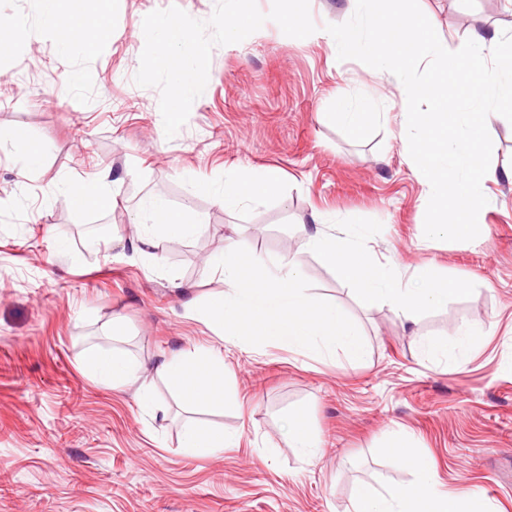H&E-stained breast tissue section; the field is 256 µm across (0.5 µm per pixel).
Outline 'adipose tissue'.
<instances>
[{"instance_id":"1","label":"adipose tissue","mask_w":512,"mask_h":512,"mask_svg":"<svg viewBox=\"0 0 512 512\" xmlns=\"http://www.w3.org/2000/svg\"><path fill=\"white\" fill-rule=\"evenodd\" d=\"M108 3L109 0H98V11L90 17L86 14L87 0H42L43 19L58 49L64 53H91L106 42L110 37L106 25ZM280 183V170L268 167L253 175L229 177L223 185L214 187L212 193L225 208L234 209L276 192ZM56 195L75 210L86 209L91 203L104 210L118 203L107 170L91 185L60 182ZM145 214V222L136 225L130 243L132 250L143 258L155 257L162 243L187 239L201 230L188 212L174 209L159 191L148 198ZM325 222L324 215L316 214L311 224L299 225L302 245L320 255L343 282L353 284L363 306L386 304L398 316L410 320L422 310L446 306L450 295L461 293L459 283L431 271L409 282H400L384 265L348 242V235L360 233V225H347L345 236L340 237L325 234L322 230ZM83 369L94 380L115 389L138 384L144 372L140 362L117 346L89 352L83 359ZM396 454L414 474V482L386 496L370 484H359L353 512H466L457 497L436 490L433 473L412 449L400 448Z\"/></svg>"}]
</instances>
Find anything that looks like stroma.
Instances as JSON below:
<instances>
[{"mask_svg":"<svg viewBox=\"0 0 512 512\" xmlns=\"http://www.w3.org/2000/svg\"><path fill=\"white\" fill-rule=\"evenodd\" d=\"M173 5L205 21L216 0H111L110 40L64 55L40 0H0V17L19 22L12 52L0 54V138L21 129L45 148L24 176L12 146L0 149V512H352L358 483L385 493L412 482L387 454L392 442L431 466L439 491L512 512V182L486 183L479 242L423 241L425 189L402 149L399 82L270 20L255 38L213 48L203 94L166 138L159 88L134 77L144 17ZM419 5L449 41L512 29V0ZM368 99L375 114L362 134L335 122L341 105ZM266 167L283 174L277 192L234 211L198 188ZM106 168L119 188L114 209L56 199L59 181L87 184ZM156 190L203 229L151 261L129 239ZM315 213L330 217L329 234L363 225L362 248L401 280L432 270L463 293L411 322L386 305L362 307L302 248L296 226ZM229 236L270 268L292 254L312 291L356 324L367 355L227 347L232 407L198 417L153 368L214 341L185 305L223 290L209 261ZM156 261L169 278L154 275ZM115 318L165 417L140 407L135 389L83 372L87 349L111 347ZM466 328L475 334L465 358L424 353L427 340ZM293 415L318 435L316 459L289 447L281 427ZM195 423L238 441L192 456L181 442Z\"/></svg>","mask_w":512,"mask_h":512,"instance_id":"1","label":"stroma"}]
</instances>
